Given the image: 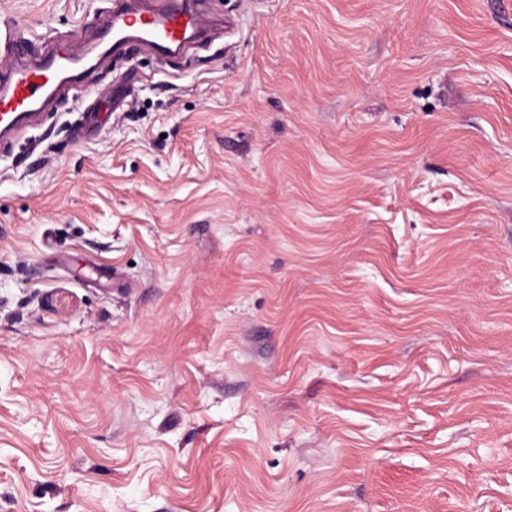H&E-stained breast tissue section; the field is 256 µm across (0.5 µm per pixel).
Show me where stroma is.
Masks as SVG:
<instances>
[{
	"instance_id": "35a3bbf8",
	"label": "stroma",
	"mask_w": 512,
	"mask_h": 512,
	"mask_svg": "<svg viewBox=\"0 0 512 512\" xmlns=\"http://www.w3.org/2000/svg\"><path fill=\"white\" fill-rule=\"evenodd\" d=\"M198 8L0 146V512H512V0Z\"/></svg>"
}]
</instances>
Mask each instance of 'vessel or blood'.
Listing matches in <instances>:
<instances>
[{"label":"vessel or blood","instance_id":"1","mask_svg":"<svg viewBox=\"0 0 512 512\" xmlns=\"http://www.w3.org/2000/svg\"><path fill=\"white\" fill-rule=\"evenodd\" d=\"M198 26L189 0H123L99 28L95 47L107 54L141 41L166 53L184 43ZM87 71L84 56L59 50L14 67L0 81V133L26 123L58 85L78 82Z\"/></svg>","mask_w":512,"mask_h":512}]
</instances>
